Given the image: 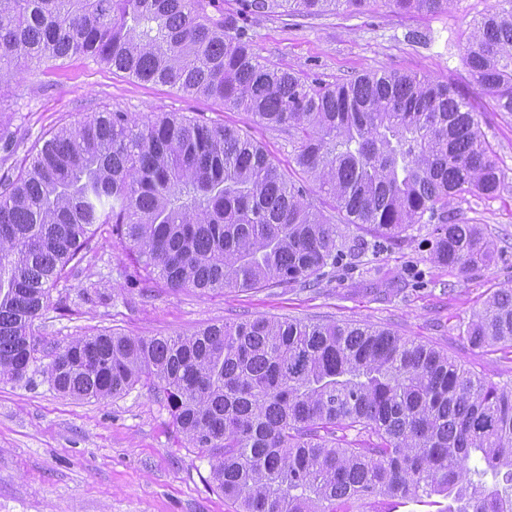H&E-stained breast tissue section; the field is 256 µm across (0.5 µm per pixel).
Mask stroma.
<instances>
[{"mask_svg": "<svg viewBox=\"0 0 512 512\" xmlns=\"http://www.w3.org/2000/svg\"><path fill=\"white\" fill-rule=\"evenodd\" d=\"M495 0H450L436 15H399L376 6L293 18L258 15L249 34L261 60L305 80L328 83L382 70L453 83L467 94L504 173L495 197L453 202L460 221L495 243L490 262L467 274L430 258L432 225L345 257L317 286L221 292L144 288L129 274L132 254L97 229L81 268L50 290L33 325L41 339L27 377L0 383V512H234L209 478V464L178 433L164 402L148 387L103 400L54 390L41 373L50 348L78 336L189 334L211 324L260 317L359 323L387 328L448 353L477 376L512 381V348H477L466 330L487 297L512 287V114L494 110L462 62L473 23ZM422 40H412V32ZM13 111L0 114L15 137L0 166L20 169L51 133L92 112L121 110L145 119L163 112L239 130L257 141L291 179H299L287 133L221 101L145 83L89 57L57 59L6 87Z\"/></svg>", "mask_w": 512, "mask_h": 512, "instance_id": "obj_1", "label": "stroma"}]
</instances>
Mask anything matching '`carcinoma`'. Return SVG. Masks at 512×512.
Instances as JSON below:
<instances>
[{
    "instance_id": "obj_1",
    "label": "carcinoma",
    "mask_w": 512,
    "mask_h": 512,
    "mask_svg": "<svg viewBox=\"0 0 512 512\" xmlns=\"http://www.w3.org/2000/svg\"><path fill=\"white\" fill-rule=\"evenodd\" d=\"M437 14L450 0H0V88L49 60L90 57L143 82L219 99L288 132L302 174L361 231L306 199L237 130L167 114L95 112L0 174V382L36 362L31 326L50 288L91 249L94 226L168 288H305L344 254L433 224L431 257L466 273L494 243L448 205L494 196L503 172L452 83L395 71L307 82L251 48L254 13ZM477 89L512 114V0L476 23L462 56ZM512 346V289L467 328ZM86 400L147 385L208 459L235 512H350L375 498L449 500L444 512H512V382L480 378L434 347L356 323L256 318L190 335L80 336L43 369ZM350 428L364 439L348 441Z\"/></svg>"
}]
</instances>
